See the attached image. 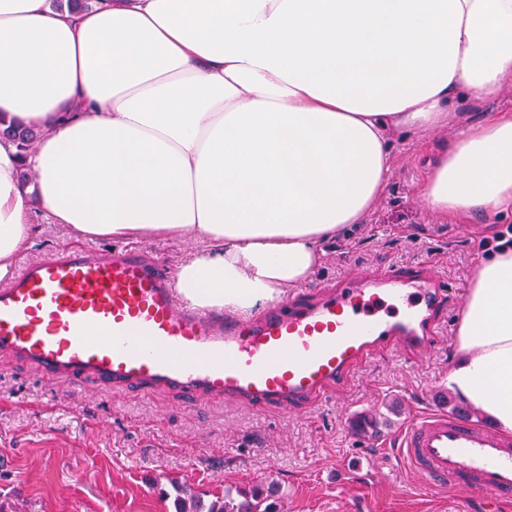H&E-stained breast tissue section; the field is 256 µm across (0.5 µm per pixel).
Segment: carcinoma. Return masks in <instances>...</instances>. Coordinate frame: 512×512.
Segmentation results:
<instances>
[{
	"instance_id": "obj_1",
	"label": "carcinoma",
	"mask_w": 512,
	"mask_h": 512,
	"mask_svg": "<svg viewBox=\"0 0 512 512\" xmlns=\"http://www.w3.org/2000/svg\"><path fill=\"white\" fill-rule=\"evenodd\" d=\"M96 0H50L54 9L68 8L72 12L87 10ZM8 137L18 149L22 159H27L38 145L41 133L32 128H19L13 125L0 131ZM383 421L374 413H364L352 420V430L364 437H373L381 429ZM171 490L159 489L162 498L173 499L175 512H282V495L280 485L270 480L264 484L254 485L248 490L233 492L224 490L206 501L192 488L177 480L170 482Z\"/></svg>"
}]
</instances>
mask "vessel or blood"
<instances>
[{"label":"vessel or blood","instance_id":"vessel-or-blood-1","mask_svg":"<svg viewBox=\"0 0 512 512\" xmlns=\"http://www.w3.org/2000/svg\"><path fill=\"white\" fill-rule=\"evenodd\" d=\"M447 282L432 266L344 276L246 313L178 299L164 261L133 247L70 248L0 281V352L49 380L96 379L222 397L266 411L320 402L381 351L420 352L437 336ZM423 491L447 487L512 500V436L434 409L397 434Z\"/></svg>","mask_w":512,"mask_h":512}]
</instances>
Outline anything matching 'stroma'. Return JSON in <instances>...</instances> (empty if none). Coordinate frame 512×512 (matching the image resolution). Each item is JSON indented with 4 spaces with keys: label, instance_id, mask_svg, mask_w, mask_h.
<instances>
[{
    "label": "stroma",
    "instance_id": "1",
    "mask_svg": "<svg viewBox=\"0 0 512 512\" xmlns=\"http://www.w3.org/2000/svg\"><path fill=\"white\" fill-rule=\"evenodd\" d=\"M512 110V78L493 100L462 92L432 130L391 137L393 162L379 202L362 223L322 245L304 281L315 291L360 269L434 263L450 299L465 296L488 253L480 242L512 227V212L432 211L420 199L437 156L470 125ZM29 246L15 266L76 246L63 224L34 209ZM136 244L179 271L198 238L145 234ZM460 311H447L422 352H381L360 364L324 401L261 412L214 398L201 406L173 390L47 380L28 361L0 352V501L13 512H174L158 490L176 477L209 495L275 480L283 512H448L449 496L419 494L420 479L389 439L447 392ZM385 419L380 435L350 427L360 412Z\"/></svg>",
    "mask_w": 512,
    "mask_h": 512
}]
</instances>
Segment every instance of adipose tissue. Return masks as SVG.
Listing matches in <instances>:
<instances>
[{
    "mask_svg": "<svg viewBox=\"0 0 512 512\" xmlns=\"http://www.w3.org/2000/svg\"><path fill=\"white\" fill-rule=\"evenodd\" d=\"M511 75L512 0H0V117L44 132L31 187L0 140V275L34 196L80 238H204L184 298L251 309L382 196L392 132ZM424 200L512 210V114L441 153ZM448 388L512 435V247L467 291Z\"/></svg>",
    "mask_w": 512,
    "mask_h": 512,
    "instance_id": "obj_1",
    "label": "adipose tissue"
}]
</instances>
